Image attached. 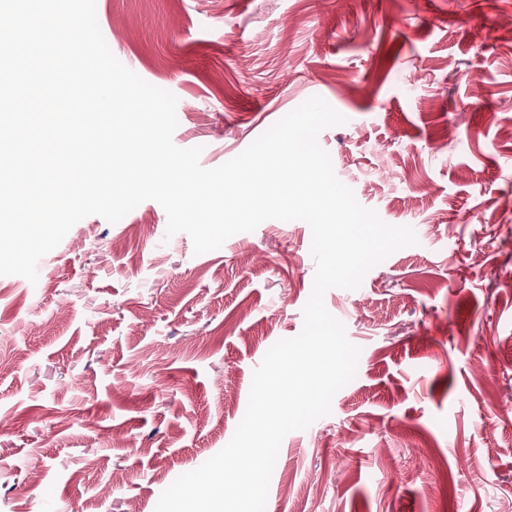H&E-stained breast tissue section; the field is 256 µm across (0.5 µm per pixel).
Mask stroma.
<instances>
[{"label": "stroma", "mask_w": 512, "mask_h": 512, "mask_svg": "<svg viewBox=\"0 0 512 512\" xmlns=\"http://www.w3.org/2000/svg\"><path fill=\"white\" fill-rule=\"evenodd\" d=\"M113 55L178 99L214 168L306 99L357 201L418 243L326 292L360 347L283 440L266 512H512V0H96ZM153 200L0 276V512H155L221 451L298 335L311 229L195 254Z\"/></svg>", "instance_id": "obj_1"}]
</instances>
